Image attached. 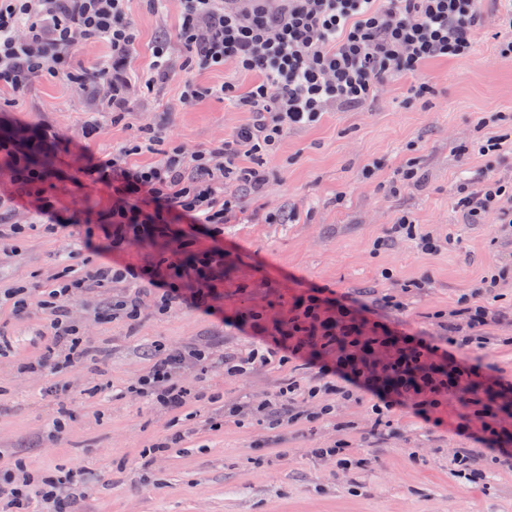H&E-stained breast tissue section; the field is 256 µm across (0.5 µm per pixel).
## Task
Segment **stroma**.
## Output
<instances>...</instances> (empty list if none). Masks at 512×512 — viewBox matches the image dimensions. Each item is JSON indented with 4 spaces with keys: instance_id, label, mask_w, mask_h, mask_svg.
Masks as SVG:
<instances>
[{
    "instance_id": "1",
    "label": "stroma",
    "mask_w": 512,
    "mask_h": 512,
    "mask_svg": "<svg viewBox=\"0 0 512 512\" xmlns=\"http://www.w3.org/2000/svg\"><path fill=\"white\" fill-rule=\"evenodd\" d=\"M180 9V0H168L157 14L131 0V107L120 117L112 115L105 84L79 86L43 75L20 91L0 85V142L23 149L50 132L80 143L64 175L47 189L64 216L111 208V189L77 169L128 144L139 129L164 135L158 152L133 156V163L146 165L177 147L187 153L205 148L251 123V114L233 111L213 90L227 81L247 89L258 74L198 68L146 88L155 38L175 29ZM504 11L502 0H484L474 53L422 67L419 80L433 87L425 103L407 104L411 81L403 78L360 108L333 110L314 125L291 129L266 156L265 196L243 200L220 234L223 317L174 308L145 311L132 323L103 321L102 300L128 285L89 288L66 305L105 359L57 375L22 374L19 364L50 344L46 322L40 310L19 317L9 303L0 304V333L12 344L0 357V478L18 463L42 476L86 467L94 485L86 512H512V469L497 463L493 452L451 425L424 424L404 411L393 415L394 435L370 439L366 397L339 404L332 426L269 432L248 415L225 418L227 405L257 403L291 378L308 381L312 371L299 358L243 377L205 376L213 400L193 405L190 419L107 391L146 372L143 351L154 341L194 343L217 353L244 348L254 338L253 323L286 322L294 297L311 287L368 302L396 296L400 306L386 310L389 322L437 336L440 315L475 301L483 277L493 273L501 283L492 305L503 318L478 361L512 378V236L498 232L490 216L468 223L456 207L459 185L484 169L512 194V151L482 156L472 150L491 137L512 142V57L499 53ZM93 113L103 130L86 140L82 128ZM410 163L420 181L390 194L387 184ZM367 165L374 170L369 179L362 175ZM270 211L283 215V223H265ZM403 214L420 232L454 236L455 245L429 255L413 240L394 237L392 226ZM99 232L98 225L82 224L51 235L32 224L22 238H0V291L30 288L35 303L40 288L84 277L96 258L80 242ZM216 241L201 236L195 247L207 250ZM62 404L70 413L67 429L48 451V428ZM166 435L179 436V443L153 454L152 444ZM339 440L361 460L346 474L316 454ZM470 447L488 472L476 485L451 474L455 450Z\"/></svg>"
}]
</instances>
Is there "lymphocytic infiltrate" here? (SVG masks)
<instances>
[{
    "label": "lymphocytic infiltrate",
    "mask_w": 512,
    "mask_h": 512,
    "mask_svg": "<svg viewBox=\"0 0 512 512\" xmlns=\"http://www.w3.org/2000/svg\"><path fill=\"white\" fill-rule=\"evenodd\" d=\"M128 2L0 0V84L19 90L45 74L84 84L88 74L71 72V53L81 42L105 39L112 45V59L95 65L92 73L111 86L113 111H127L123 72L136 42ZM266 2L247 0L246 7L236 8L226 0H182L176 33L185 51L182 68L230 65L259 74L246 91L229 82L214 91L235 110L251 113L252 121L224 141L188 155L178 149L155 164L131 161L151 150L156 142L151 135L82 166L83 175L112 190L111 208L93 217L104 230L102 242H85L101 261L87 277L43 291L38 306L47 315L52 344L25 365V372L55 374L97 356L95 345L80 335L60 303L85 288H108L143 276L145 287L101 306L107 319L121 315L137 321L149 298L162 311L187 306L209 313L219 299L216 284L224 279V251L216 247L189 257L185 250L191 238L218 236L238 197L262 193L269 182L265 169L240 168L237 160L274 153L288 129L315 124L332 107H359L377 99L395 80L416 75L427 60L468 57L481 22V0H286L275 13ZM0 161L10 172L11 186L0 195V236L21 232L17 217L22 213L45 219L47 233L63 228L44 186L64 164V153L53 154L41 166L28 153L4 144ZM503 196L502 185L479 172L458 205L473 222L495 214L505 232L512 229V205ZM127 240L170 247L174 258L141 274L112 264L115 248ZM395 305L390 296L371 305L351 296L331 299L312 288L296 300L286 333L217 357L194 344L155 346L148 370L119 393L176 414L205 398L187 384L196 370L243 375L298 357L314 369L317 383L308 388L302 405L294 381L259 402L268 429L301 420L329 421L336 405L328 394L348 401L360 393L374 400V437L390 436L388 414L397 408L441 424L439 411L451 400L476 421L472 439L486 443L504 432L498 411L512 407V380L458 355L462 349H485L491 342L488 329L499 322V314L479 302L451 310L442 324L443 336L435 340L388 323L383 312ZM84 486V470L71 469L47 478L36 491L20 467L0 481V512H84Z\"/></svg>",
    "instance_id": "1"
}]
</instances>
